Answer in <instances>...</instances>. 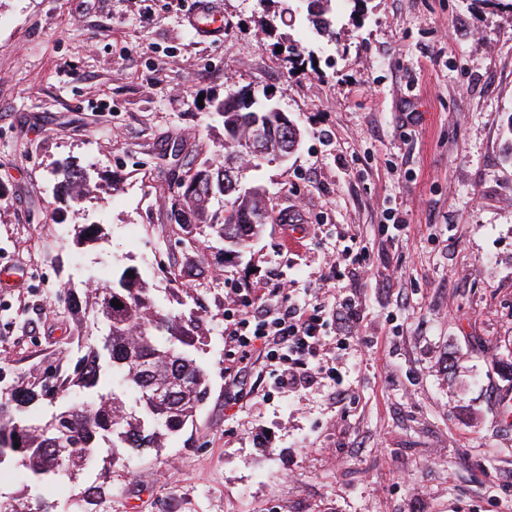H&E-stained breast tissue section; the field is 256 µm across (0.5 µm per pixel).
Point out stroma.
<instances>
[{
  "instance_id": "obj_1",
  "label": "stroma",
  "mask_w": 512,
  "mask_h": 512,
  "mask_svg": "<svg viewBox=\"0 0 512 512\" xmlns=\"http://www.w3.org/2000/svg\"><path fill=\"white\" fill-rule=\"evenodd\" d=\"M215 5L205 39L194 0H0V388L71 362L67 289L133 266L201 316L210 393L162 453L87 469L93 512H512V0H339L335 43L288 0ZM268 94L302 142L251 172L273 220L228 252L170 193L224 153L210 101ZM271 282L323 309L309 388L224 372L229 296L273 305ZM82 485L43 493L70 512ZM204 17L206 23L203 28L199 27V18ZM193 26L200 30L201 35L209 38H219L224 33L223 20L220 12L211 3H200L193 18ZM51 172L57 177L68 206L79 210L86 199V186L90 184L86 168L74 162H67L55 165Z\"/></svg>"
}]
</instances>
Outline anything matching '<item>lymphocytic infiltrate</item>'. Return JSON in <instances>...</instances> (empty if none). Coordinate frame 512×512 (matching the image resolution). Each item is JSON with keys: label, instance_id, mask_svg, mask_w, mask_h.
<instances>
[{"label": "lymphocytic infiltrate", "instance_id": "1", "mask_svg": "<svg viewBox=\"0 0 512 512\" xmlns=\"http://www.w3.org/2000/svg\"><path fill=\"white\" fill-rule=\"evenodd\" d=\"M322 327L318 306L234 304L224 312V333L232 346L228 369L235 372L246 367L261 344L276 364L274 382L278 387H307L314 379Z\"/></svg>", "mask_w": 512, "mask_h": 512}]
</instances>
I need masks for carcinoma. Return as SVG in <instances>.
I'll list each match as a JSON object with an SVG mask.
<instances>
[{
  "label": "carcinoma",
  "instance_id": "1",
  "mask_svg": "<svg viewBox=\"0 0 512 512\" xmlns=\"http://www.w3.org/2000/svg\"><path fill=\"white\" fill-rule=\"evenodd\" d=\"M298 2L319 37L336 39V0ZM214 114L224 128V163L208 167L215 181L228 186L212 195L208 183L195 187V176H189L177 183L184 188L181 211L203 216L219 205L222 220L205 228L224 246L243 249L272 219L263 195L245 182L252 124L269 121L265 149L272 161L299 144L300 131H281L266 105L245 100L219 101ZM52 174L68 206L80 209L90 184L86 168L68 162ZM73 231L80 244L99 240L95 224H75ZM69 298L74 362L0 390V473L9 468L27 481L22 489L0 490V504L7 503L9 512H57L45 496L29 505L30 484H78L94 457L102 458L107 473L135 452L161 447L162 437L179 434L193 420L208 392L207 370L197 359L207 346L200 317L158 308L137 268L127 266L111 281ZM113 300L123 307L112 306ZM159 388L171 391V398L154 402Z\"/></svg>",
  "mask_w": 512,
  "mask_h": 512
}]
</instances>
